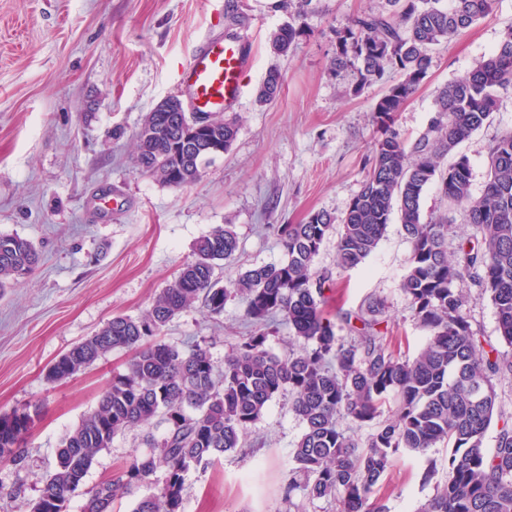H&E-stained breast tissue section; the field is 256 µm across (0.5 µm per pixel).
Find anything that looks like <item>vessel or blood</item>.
Instances as JSON below:
<instances>
[{
	"mask_svg": "<svg viewBox=\"0 0 512 512\" xmlns=\"http://www.w3.org/2000/svg\"><path fill=\"white\" fill-rule=\"evenodd\" d=\"M251 52L245 41L204 38L182 69L179 86L191 111L207 114L232 108L244 91Z\"/></svg>",
	"mask_w": 512,
	"mask_h": 512,
	"instance_id": "obj_1",
	"label": "vessel or blood"
}]
</instances>
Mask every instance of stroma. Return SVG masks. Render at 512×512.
I'll list each match as a JSON object with an SVG mask.
<instances>
[{"instance_id": "stroma-1", "label": "stroma", "mask_w": 512, "mask_h": 512, "mask_svg": "<svg viewBox=\"0 0 512 512\" xmlns=\"http://www.w3.org/2000/svg\"><path fill=\"white\" fill-rule=\"evenodd\" d=\"M384 4L320 0L297 21L304 33L288 55L277 56L270 35L292 20L278 0H0V233L26 237L41 253L39 266L0 296V413L41 407L21 463H0V512H31L61 440L130 358L114 351L67 382H48L46 370L62 354L112 317L143 314L213 227L230 224L238 235L239 250L220 273L227 282L285 261L272 225L299 224L318 210L346 211L366 174L376 135L372 109L387 85L360 90L356 73L333 75L334 32ZM231 7L241 17L236 33L249 35L255 49L245 92L228 112L236 139L199 181L162 185L136 165L135 133L156 104L179 95L182 68L202 39L225 33ZM511 27L512 0H499L493 15L433 50L427 79L396 114L404 138L427 131L438 88L465 77ZM272 67L282 73V89L262 104L257 93ZM510 129L511 91L491 123L457 148L470 160L473 193L483 190L490 147ZM422 212L454 225L449 249L473 232L437 187L426 191ZM410 250L394 221L357 269L338 267L331 238L315 259L317 269L331 272L344 309L385 301L387 336L406 356L427 341L399 290ZM465 294L472 329L502 347L489 295L470 283ZM244 310L236 299L213 317L194 303L163 338L207 344L223 361L250 329ZM303 430L288 396L277 395L242 447L205 475L188 476L184 512H336L330 500L284 495L289 452ZM164 433L155 422L116 436L87 484L112 478L133 453H147V436ZM447 457L442 447L424 456L401 450L386 479L388 512H416L444 481ZM431 468L436 474L425 480Z\"/></svg>"}]
</instances>
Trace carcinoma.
<instances>
[{
    "instance_id": "1",
    "label": "carcinoma",
    "mask_w": 512,
    "mask_h": 512,
    "mask_svg": "<svg viewBox=\"0 0 512 512\" xmlns=\"http://www.w3.org/2000/svg\"><path fill=\"white\" fill-rule=\"evenodd\" d=\"M386 2V10L335 31L331 69L337 75L355 69V91L390 71L402 76L374 107L377 137L369 169L347 210L340 217L315 211L301 224L273 226L287 259L247 269L227 286L220 285L216 270L233 258L238 238L231 224L214 227L141 317H113L50 365L46 379L65 382L112 351L131 352L124 372L112 377L94 408L62 439L53 470L40 480L33 512H69L81 488L112 512L118 496L159 467L165 470L162 486L139 499L132 512H183L188 473H203L240 447L268 403L284 392L304 424L290 452L286 495L300 489L309 501H338V512H388L381 489L395 454L408 449L424 455L442 444L448 448L445 481L417 512H512V417L501 410L496 389V377L512 373V353L482 344L468 320L463 288L471 278L489 294L499 335L512 348V130L489 149L478 196L471 191L469 159L456 154L459 144L491 122L500 93L512 91V30L465 78L438 91L436 117L409 143L395 128V114L427 78L432 48L492 15L498 0ZM301 33L293 23L279 27L270 37L273 53L287 54ZM281 85L280 70L270 68L258 101L272 103ZM196 128L194 139L189 131ZM236 135V124L222 113L155 108L135 134V162L163 185L188 186ZM452 154L454 162L444 165ZM433 183L475 229L452 253L448 218H423V196ZM394 212L411 246L400 290L413 319L428 331L412 359L395 353L378 329L382 300L345 311L339 291L326 288L329 273L314 266L333 233L340 268L364 263ZM38 262L28 239L0 233V290ZM236 297L245 301L244 318L254 330L232 345L224 365H217L206 345L180 347L159 339L191 304L199 301L219 316ZM281 326L291 342L277 355L268 345ZM40 413L39 405L30 404L0 414L1 460L20 459L19 441ZM157 417L166 433L159 441L147 437L148 454L132 456L113 478L85 486L100 451ZM494 421L498 440L488 451L483 439ZM345 424L370 432L359 441Z\"/></svg>"
}]
</instances>
